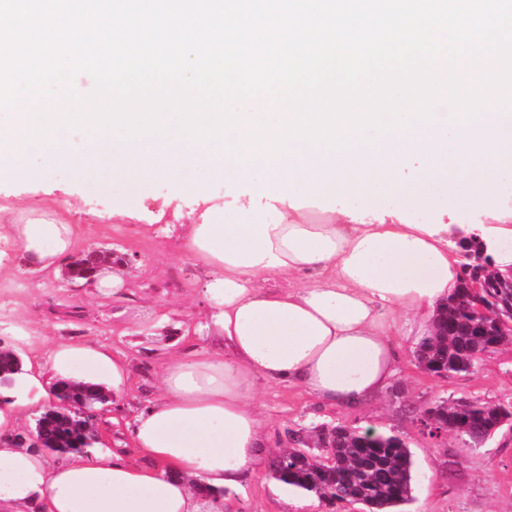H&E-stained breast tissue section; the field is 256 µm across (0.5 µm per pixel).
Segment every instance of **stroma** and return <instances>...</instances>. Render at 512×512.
<instances>
[{
	"mask_svg": "<svg viewBox=\"0 0 512 512\" xmlns=\"http://www.w3.org/2000/svg\"><path fill=\"white\" fill-rule=\"evenodd\" d=\"M72 162L48 166L42 151L26 155L24 175L0 180V205L8 219L23 224L45 218L76 225V254L110 249L115 255L137 253L126 275L130 287L120 298L101 299L69 288L62 274L26 269L18 249L0 242V349L24 348L19 332L36 340L77 341L108 345L128 364L129 387L118 408L107 409L97 421L109 432L113 446L130 445L129 424L146 401L159 394L163 361L193 348L203 352L216 344L205 328L207 303L202 285L205 266L186 249V229L194 217V200L179 196L165 179L136 187L138 216L113 220L124 196L105 188L100 179L82 178L76 165L87 155L89 138L67 130ZM167 207L164 223L151 215ZM397 383L403 396L390 395L358 407L324 406L301 387L255 382V398L266 421L263 456L287 449L288 431L297 425L341 422L402 435L412 453L417 482L410 512H512V429H502L486 446L470 449L457 438L438 446L414 423L427 400L477 395L489 401H512V345L485 356L478 368L464 376L440 379L421 371L414 346L397 339ZM294 491L260 470L241 488L225 493L224 512H294Z\"/></svg>",
	"mask_w": 512,
	"mask_h": 512,
	"instance_id": "35a3bbf8",
	"label": "stroma"
}]
</instances>
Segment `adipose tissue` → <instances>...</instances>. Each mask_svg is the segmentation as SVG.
I'll list each match as a JSON object with an SVG mask.
<instances>
[{"mask_svg":"<svg viewBox=\"0 0 512 512\" xmlns=\"http://www.w3.org/2000/svg\"><path fill=\"white\" fill-rule=\"evenodd\" d=\"M412 127L402 138H378L377 154L361 145L324 158L301 141L300 158L270 162L254 148L223 157L218 141L93 138L102 167L130 185L171 179L205 203L204 186L191 179L204 166L229 195L248 191L269 209L253 211L247 224H221L206 207L190 225L187 249L211 271L207 330L224 350L164 363L160 397L133 419L136 458L118 448L57 461L12 439L26 411L47 410V385L92 383L121 397L128 370L108 346L59 342L0 376V512L34 503L42 512H222L223 500L192 483L231 490L259 468L256 379L301 386L330 405L383 393L399 359L393 333L419 343L426 315L458 282V252L441 216L469 221L497 265L512 263V209L492 202L496 174L512 167V114L484 113L468 125L452 112ZM262 164L267 179L251 181ZM441 182L452 190L445 202L435 191ZM350 195L363 206L341 207ZM385 196L395 206H379ZM416 212L425 222L413 221ZM2 238L27 267L56 270L71 256L76 227L0 224ZM273 276L287 287H269Z\"/></svg>","mask_w":512,"mask_h":512,"instance_id":"ef3b65f1","label":"adipose tissue"}]
</instances>
